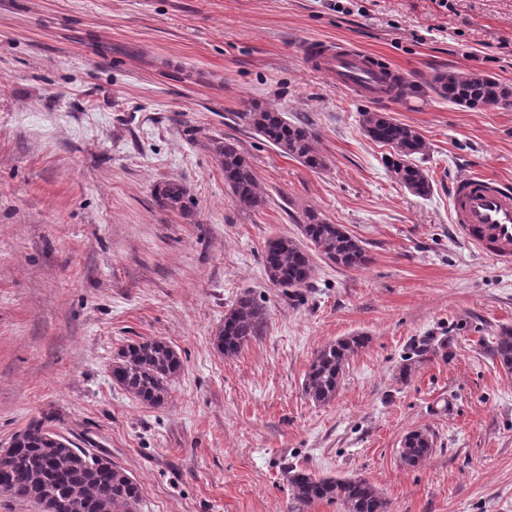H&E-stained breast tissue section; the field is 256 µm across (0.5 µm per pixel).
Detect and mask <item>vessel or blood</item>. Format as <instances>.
I'll list each match as a JSON object with an SVG mask.
<instances>
[{"label": "vessel or blood", "mask_w": 512, "mask_h": 512, "mask_svg": "<svg viewBox=\"0 0 512 512\" xmlns=\"http://www.w3.org/2000/svg\"><path fill=\"white\" fill-rule=\"evenodd\" d=\"M306 63L328 75L337 86L381 104L392 94L395 71L380 58L337 43L308 40ZM451 222L468 245L503 263L512 262V186L485 175L458 180L449 201Z\"/></svg>", "instance_id": "obj_1"}]
</instances>
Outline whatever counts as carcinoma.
Instances as JSON below:
<instances>
[{"label":"carcinoma","mask_w":512,"mask_h":512,"mask_svg":"<svg viewBox=\"0 0 512 512\" xmlns=\"http://www.w3.org/2000/svg\"><path fill=\"white\" fill-rule=\"evenodd\" d=\"M430 89L450 102L470 109L487 105L512 106V88L497 79L478 73L438 74ZM238 119L265 142L312 170L327 166L315 146V136L306 127L288 121L283 113L246 105ZM362 128L373 141L389 147L385 164L395 180L418 196L430 193L427 171L416 158L427 154L429 146L412 125L401 123L386 112L361 113ZM214 152L224 168V184L232 200L244 210L263 207L266 197L258 176L238 141L226 137L214 144ZM169 210L185 207V192L177 182L157 190ZM302 238L282 235L271 239L263 255L269 282L283 291L308 286L315 271L310 252L344 269L367 266L370 258L360 242L342 225L333 224L318 213H306L300 225ZM266 310L254 298L240 296L226 313L224 324L214 336L220 354L236 357L243 347L260 335ZM369 342L357 333L329 343L311 359L304 375L303 392L319 405L336 399L351 359ZM503 369L512 372V329L502 330L492 348ZM183 370L181 354L167 341L150 339L123 346L112 361V383L138 402L152 408L163 406L172 382ZM61 416L55 411L31 421L0 452V497L32 503L40 512H138L142 487L124 469L105 455L77 446L56 430ZM435 452L433 436L424 429L408 432L401 441L399 458L403 465L417 467ZM285 477L295 503L293 510L317 501L335 502L342 512H387V501L369 480L359 477L318 476L289 466Z\"/></svg>","instance_id":"carcinoma-1"}]
</instances>
